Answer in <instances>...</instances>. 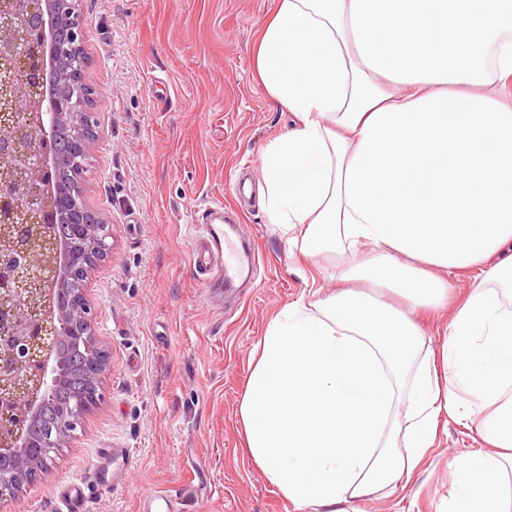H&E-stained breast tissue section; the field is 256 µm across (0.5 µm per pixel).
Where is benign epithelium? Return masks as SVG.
Returning <instances> with one entry per match:
<instances>
[{
    "mask_svg": "<svg viewBox=\"0 0 512 512\" xmlns=\"http://www.w3.org/2000/svg\"><path fill=\"white\" fill-rule=\"evenodd\" d=\"M87 19L82 0H8L0 8V505L20 489V474L84 431L106 399L108 350L96 340L98 311L88 274L111 253L112 225L85 200L88 157L99 140L96 89L86 80ZM70 80L51 93L47 77ZM76 180L56 176L60 143ZM86 355L90 372L74 402L55 407L44 433L38 419L65 373L56 351Z\"/></svg>",
    "mask_w": 512,
    "mask_h": 512,
    "instance_id": "7a95c632",
    "label": "benign epithelium"
}]
</instances>
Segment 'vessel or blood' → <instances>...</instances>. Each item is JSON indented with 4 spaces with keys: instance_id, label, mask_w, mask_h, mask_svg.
Masks as SVG:
<instances>
[{
    "instance_id": "1",
    "label": "vessel or blood",
    "mask_w": 512,
    "mask_h": 512,
    "mask_svg": "<svg viewBox=\"0 0 512 512\" xmlns=\"http://www.w3.org/2000/svg\"><path fill=\"white\" fill-rule=\"evenodd\" d=\"M199 223L200 232L192 245L193 273L200 277L206 293L232 292L254 269L258 251L250 241L241 237L236 221L227 219L221 208L205 209ZM129 456L126 449H101L90 472L92 481L103 487L117 484L121 466L128 462ZM60 498L66 512H88L80 481L65 482Z\"/></svg>"
}]
</instances>
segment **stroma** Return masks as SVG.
Listing matches in <instances>:
<instances>
[{
  "label": "stroma",
  "mask_w": 512,
  "mask_h": 512,
  "mask_svg": "<svg viewBox=\"0 0 512 512\" xmlns=\"http://www.w3.org/2000/svg\"><path fill=\"white\" fill-rule=\"evenodd\" d=\"M274 0H83L87 76L99 95L100 138L89 159V205L112 226L110 257L91 272L97 335L111 353L107 398L52 470L0 512H57L61 482L83 480L89 512H137L163 492L181 512H294L244 446L239 404L251 351L269 322L315 278L342 287L350 257L313 263L289 255L259 196L241 229L260 269L241 302H206L190 272L194 220L212 204L237 206L232 184L250 164L262 185L261 151L290 116L257 83L252 48ZM468 273L450 280L448 307L426 316L425 344L439 349ZM479 436L440 425L408 485L356 502L357 512H448V461ZM131 463L111 490L90 482L103 448Z\"/></svg>",
  "instance_id": "stroma-1"
}]
</instances>
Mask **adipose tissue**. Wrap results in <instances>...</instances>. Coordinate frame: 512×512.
<instances>
[{
  "label": "adipose tissue",
  "instance_id": "ef3b65f1",
  "mask_svg": "<svg viewBox=\"0 0 512 512\" xmlns=\"http://www.w3.org/2000/svg\"><path fill=\"white\" fill-rule=\"evenodd\" d=\"M275 2L253 67L292 123L261 152L260 200L290 249L355 255L366 289L269 323L239 406L248 452L296 512H349L411 477L449 418L482 446L450 462L448 512H512V309L495 289L512 283V0ZM457 271L471 289L425 350L419 315Z\"/></svg>",
  "mask_w": 512,
  "mask_h": 512
}]
</instances>
